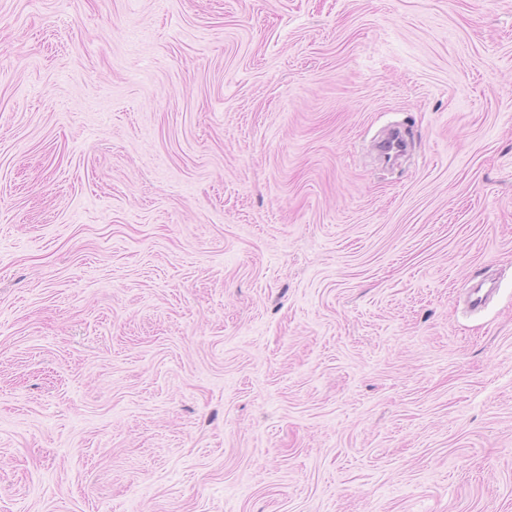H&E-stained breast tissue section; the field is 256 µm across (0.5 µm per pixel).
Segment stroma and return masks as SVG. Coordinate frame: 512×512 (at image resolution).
I'll return each instance as SVG.
<instances>
[{"mask_svg":"<svg viewBox=\"0 0 512 512\" xmlns=\"http://www.w3.org/2000/svg\"><path fill=\"white\" fill-rule=\"evenodd\" d=\"M0 512H512V0H0Z\"/></svg>","mask_w":512,"mask_h":512,"instance_id":"35a3bbf8","label":"stroma"}]
</instances>
